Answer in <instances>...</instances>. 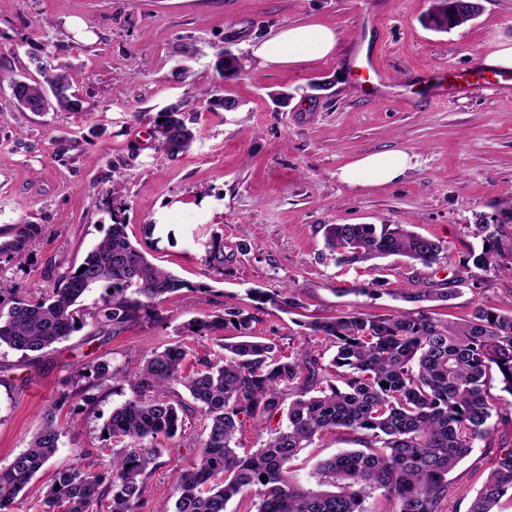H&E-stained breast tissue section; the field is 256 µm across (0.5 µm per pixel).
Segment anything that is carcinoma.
<instances>
[{"mask_svg":"<svg viewBox=\"0 0 512 512\" xmlns=\"http://www.w3.org/2000/svg\"><path fill=\"white\" fill-rule=\"evenodd\" d=\"M475 19L462 0H435L427 25L448 32ZM30 64L43 81H32L14 97L24 109L83 112L87 100L77 94L69 74L39 56ZM154 122L160 147L170 154L187 150L194 134L172 105ZM326 248L336 264L350 266L403 255L430 267L446 247L416 234L405 224H325ZM39 224H25L0 256L26 260L42 235ZM480 251L466 261L487 268L512 253V236L500 224L476 216ZM224 244L212 241L206 263L224 268ZM84 271L63 276L46 296L17 297L0 310V348L39 352L80 331L87 319L117 336L129 325L161 320L160 306L190 283L150 262L130 241L126 224L113 221L85 256ZM104 289L102 305L87 308L82 298ZM456 288H426L416 301H446ZM251 300L286 311L300 306L285 292L251 289ZM255 316L235 306L209 319L183 325L204 335L230 328L223 364L208 359L203 368L182 374L187 346L177 343L139 363L131 397L112 410L107 434L119 447L112 463L99 468L89 461L56 472L42 493L39 512H97L111 500L109 512H138L146 492L144 477L160 454L159 437L173 438L185 419L198 415L206 438L198 464L174 475L173 512H225L228 502L249 497L247 512H369L375 492L397 504L395 512H439L448 496V473L475 445L495 430L493 418L512 411V310L478 306L460 321H448L431 309L415 315L351 313L312 320L308 328L330 340L329 364L303 351L283 355L277 344L253 336ZM127 373L101 361L89 373L76 372L77 394L87 406L100 395L103 381L125 380ZM497 384L500 394L491 393ZM182 386L191 402L170 396ZM292 401H287V398ZM287 408L286 423H268ZM250 420L267 434L252 452H238V434ZM359 435L361 448L341 450L316 467L317 487L303 484L289 468L298 453L327 433ZM59 409L47 407L28 448L0 468V512H16L33 478L58 450ZM512 494V446L494 457L468 512H497Z\"/></svg>","mask_w":512,"mask_h":512,"instance_id":"1","label":"carcinoma"}]
</instances>
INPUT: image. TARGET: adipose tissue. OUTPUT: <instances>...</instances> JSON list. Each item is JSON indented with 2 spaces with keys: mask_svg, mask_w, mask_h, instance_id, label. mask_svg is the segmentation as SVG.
<instances>
[{
  "mask_svg": "<svg viewBox=\"0 0 512 512\" xmlns=\"http://www.w3.org/2000/svg\"><path fill=\"white\" fill-rule=\"evenodd\" d=\"M337 39L334 29L308 23L282 29L255 50L264 62L276 66H295L334 54ZM412 167V157L403 150L374 152L343 167L342 182L352 187H377L399 181Z\"/></svg>",
  "mask_w": 512,
  "mask_h": 512,
  "instance_id": "ef3b65f1",
  "label": "adipose tissue"
}]
</instances>
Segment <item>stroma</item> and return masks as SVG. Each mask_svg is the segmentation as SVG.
<instances>
[{"label":"stroma","mask_w":512,"mask_h":512,"mask_svg":"<svg viewBox=\"0 0 512 512\" xmlns=\"http://www.w3.org/2000/svg\"><path fill=\"white\" fill-rule=\"evenodd\" d=\"M431 0H0V76L34 75L31 56L65 65L91 113L29 112L0 87V227L39 224L44 232L25 262L0 259V281L12 298H36L74 270L114 219L148 259L172 270L188 289L161 306L163 323L134 325L120 335L88 322L38 353L0 349V467L27 448L46 405L59 409L62 434L54 457L31 481L19 512H38L44 487L78 464L111 458L104 430L129 386L108 389L85 408L73 377L100 361L114 366L181 342L198 359L219 361L217 333L188 336L183 324L238 305L254 311L256 336L283 353L330 359L328 340L310 334L312 316L394 314L419 310L410 293L463 275L442 313L462 316L479 305L512 307V254L487 270L465 268L479 242L476 215L512 204V91L479 88L436 99L418 75L481 64L512 46V0H482L479 18L439 33L425 26ZM322 23L335 29L334 56L295 69L263 64L255 48L279 30ZM240 61L220 78L221 52ZM368 55L392 85L373 96L357 76L355 53ZM320 90H313V83ZM290 95L277 104L274 93ZM234 102L225 110L224 101ZM180 105L195 133L191 148L169 154L153 119ZM403 150L413 167L398 182L372 188L343 183L340 169L357 156ZM327 224H406L446 250L432 267L391 256L375 273L339 267L324 246ZM222 240L227 262L210 268L206 251ZM293 290L299 308H256L250 289ZM204 422L189 417L149 469L139 512H172L173 477L198 462ZM512 419L448 475L440 512H468L470 496ZM328 433L290 468L309 478L319 461L353 447Z\"/></svg>","instance_id":"stroma-1"}]
</instances>
